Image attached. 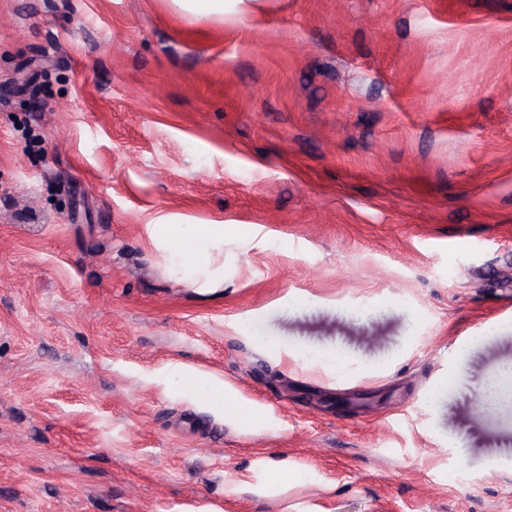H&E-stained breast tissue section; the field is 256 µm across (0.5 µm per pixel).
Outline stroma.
I'll return each instance as SVG.
<instances>
[{"mask_svg": "<svg viewBox=\"0 0 512 512\" xmlns=\"http://www.w3.org/2000/svg\"><path fill=\"white\" fill-rule=\"evenodd\" d=\"M511 362L512 0H0V512H512ZM265 0H170L175 9L196 19L224 21L228 16H239L259 9ZM511 378L510 365L501 370L499 375L488 382L480 390L479 399L483 404L499 408L510 409L512 393L511 389L507 388L504 384Z\"/></svg>", "mask_w": 512, "mask_h": 512, "instance_id": "obj_1", "label": "stroma"}]
</instances>
